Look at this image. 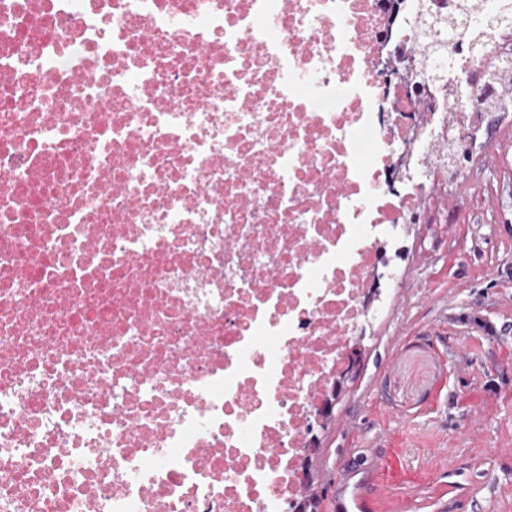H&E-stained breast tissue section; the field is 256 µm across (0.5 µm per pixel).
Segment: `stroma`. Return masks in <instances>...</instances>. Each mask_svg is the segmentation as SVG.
<instances>
[{
  "label": "stroma",
  "instance_id": "obj_1",
  "mask_svg": "<svg viewBox=\"0 0 512 512\" xmlns=\"http://www.w3.org/2000/svg\"><path fill=\"white\" fill-rule=\"evenodd\" d=\"M448 223L416 224L313 459L371 512H512V119L475 134Z\"/></svg>",
  "mask_w": 512,
  "mask_h": 512
}]
</instances>
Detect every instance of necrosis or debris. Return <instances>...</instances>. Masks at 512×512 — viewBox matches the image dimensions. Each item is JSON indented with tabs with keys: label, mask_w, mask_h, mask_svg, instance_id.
I'll list each match as a JSON object with an SVG mask.
<instances>
[{
	"label": "necrosis or debris",
	"mask_w": 512,
	"mask_h": 512,
	"mask_svg": "<svg viewBox=\"0 0 512 512\" xmlns=\"http://www.w3.org/2000/svg\"><path fill=\"white\" fill-rule=\"evenodd\" d=\"M493 112L506 0H0V512H291Z\"/></svg>",
	"instance_id": "obj_1"
}]
</instances>
